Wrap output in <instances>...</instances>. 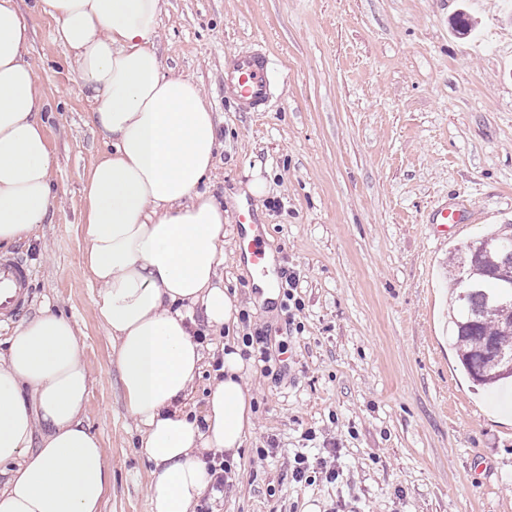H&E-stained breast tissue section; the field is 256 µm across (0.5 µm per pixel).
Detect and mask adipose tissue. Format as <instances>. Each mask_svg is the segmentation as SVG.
<instances>
[{
  "instance_id": "ef3b65f1",
  "label": "adipose tissue",
  "mask_w": 512,
  "mask_h": 512,
  "mask_svg": "<svg viewBox=\"0 0 512 512\" xmlns=\"http://www.w3.org/2000/svg\"><path fill=\"white\" fill-rule=\"evenodd\" d=\"M167 0H34L56 22L97 105L88 123L110 146L84 183V266L141 455L152 466L149 512H194L213 478L204 452L237 455L252 425L240 349L203 415L189 407L212 331L235 320L225 291L224 206L199 193L216 160L217 128L190 78L167 71L158 25ZM30 30L17 0H0V247L46 223L53 157L45 104L26 60ZM92 379L78 329L42 309L0 353V512H101L112 489L101 440L86 423Z\"/></svg>"
}]
</instances>
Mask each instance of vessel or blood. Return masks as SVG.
<instances>
[{
    "instance_id": "1",
    "label": "vessel or blood",
    "mask_w": 512,
    "mask_h": 512,
    "mask_svg": "<svg viewBox=\"0 0 512 512\" xmlns=\"http://www.w3.org/2000/svg\"><path fill=\"white\" fill-rule=\"evenodd\" d=\"M271 58L262 51L224 57V90L243 112L264 111L271 95ZM31 270L15 256H0V325L11 323L30 302Z\"/></svg>"
}]
</instances>
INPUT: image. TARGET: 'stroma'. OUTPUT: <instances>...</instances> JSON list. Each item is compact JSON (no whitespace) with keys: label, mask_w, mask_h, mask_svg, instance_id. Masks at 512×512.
Instances as JSON below:
<instances>
[{"label":"stroma","mask_w":512,"mask_h":512,"mask_svg":"<svg viewBox=\"0 0 512 512\" xmlns=\"http://www.w3.org/2000/svg\"><path fill=\"white\" fill-rule=\"evenodd\" d=\"M18 3L56 164L46 224L7 252L32 271L28 315L48 307L77 324L93 374L86 422L112 472L102 512H148L151 467L83 265L82 184L106 151L87 123L96 102L53 19ZM511 6L168 0L159 54L216 117L202 189L224 203L221 277L239 315L206 337L192 403L204 406L224 342L263 339L243 350L252 427L223 493L201 499L209 512H512V386L475 385L448 329L455 248L512 225ZM464 8L475 27L453 35ZM251 48L270 55L273 91L265 111L239 112L224 97V55ZM257 178L263 194L237 205ZM444 206L463 222L438 238L431 217ZM245 207L274 255L271 303L254 299L259 273L239 248ZM298 454L334 458L338 478L295 481Z\"/></svg>","instance_id":"stroma-1"}]
</instances>
